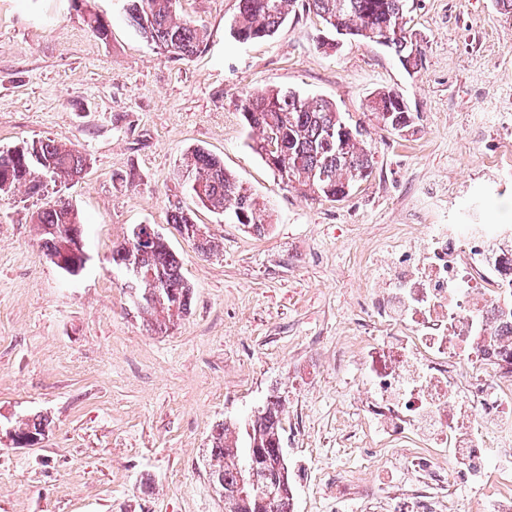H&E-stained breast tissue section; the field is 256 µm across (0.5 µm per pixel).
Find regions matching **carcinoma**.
Here are the masks:
<instances>
[{
	"instance_id": "obj_1",
	"label": "carcinoma",
	"mask_w": 512,
	"mask_h": 512,
	"mask_svg": "<svg viewBox=\"0 0 512 512\" xmlns=\"http://www.w3.org/2000/svg\"><path fill=\"white\" fill-rule=\"evenodd\" d=\"M176 0H131L128 8L132 25L144 38L164 48L172 58L189 59L202 52L206 33L177 17ZM293 0H239L238 13L230 24L233 37L252 41L269 37L286 21ZM407 0H308V9L325 27L344 30L347 35L375 43L385 38L383 46L393 50L402 67L413 72L422 64L419 41L407 28ZM393 90H379L370 95L369 112L387 131L401 134L414 123L406 107H387ZM241 115L251 133L256 135L251 148L263 154L274 142L286 166L285 184L297 187L314 200L337 202L348 196L356 176H370L375 152L366 139L363 122L351 123L336 104L322 97H304L293 90L272 89L264 94L248 95L240 105ZM88 167L87 158L75 147L53 139H38L14 149L0 150V170L13 171L8 188L18 185L32 195L56 196L52 205L37 212L34 223L42 231L45 255H59L69 233L81 228V218L70 202L62 198V184L79 179ZM180 171L187 174L194 198L210 211L223 213L235 224L262 236L270 226V214L258 197L224 169V163L210 152L197 148L186 152ZM171 223L176 227L195 225V247L209 254L215 243L206 226L195 224L180 204L173 205ZM136 268L135 288L131 289L139 307L180 317L191 307V287L181 272V262L167 239L160 236L149 247L130 251V242L112 247V263ZM282 400L270 397L248 425L236 431L220 424L211 435L210 469L215 490L233 494L224 504V512H293V492L289 477L275 487V504L265 510L260 488L250 481L249 448H262L266 459L259 465L271 466L282 455Z\"/></svg>"
}]
</instances>
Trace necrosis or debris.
Masks as SVG:
<instances>
[{
  "mask_svg": "<svg viewBox=\"0 0 512 512\" xmlns=\"http://www.w3.org/2000/svg\"><path fill=\"white\" fill-rule=\"evenodd\" d=\"M387 264L370 331L340 341L368 370L347 403L365 414L363 439L410 447L418 484L393 500L349 448L353 476L326 492L384 501L386 512H512V225L439 224L420 246L394 245ZM379 347L386 360L375 364ZM460 481L473 492L465 502L450 495Z\"/></svg>",
  "mask_w": 512,
  "mask_h": 512,
  "instance_id": "obj_1",
  "label": "necrosis or debris"
}]
</instances>
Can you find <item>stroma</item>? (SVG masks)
Segmentation results:
<instances>
[{
	"label": "stroma",
	"instance_id": "1",
	"mask_svg": "<svg viewBox=\"0 0 512 512\" xmlns=\"http://www.w3.org/2000/svg\"><path fill=\"white\" fill-rule=\"evenodd\" d=\"M126 4L0 0V149L51 138L89 160L62 191L84 222L78 275L40 247L32 215L45 199L22 186L0 195V512H224L211 434L244 425L276 391L283 450L298 462L294 512H322L320 475L352 466L337 453L343 402L364 377L337 358L336 339L362 335L352 311L385 277L392 234L414 247L428 224H512V13L494 0H409L424 49L410 74L381 45L318 48L322 24L300 9L272 36L239 42V0H179L207 42L176 60ZM269 88L323 97L354 121L372 92L392 89L415 121L400 137L365 121L372 174L341 201L315 202L249 147L239 103ZM193 147L267 204L265 236L192 200L175 171ZM121 171L135 185L113 182ZM176 202L207 226L213 253L170 224ZM139 224L163 233L192 287L189 313L165 333L112 265ZM37 415L48 421L39 443L14 445L10 431ZM405 455L378 453L375 482L407 488Z\"/></svg>",
	"mask_w": 512,
	"mask_h": 512
}]
</instances>
